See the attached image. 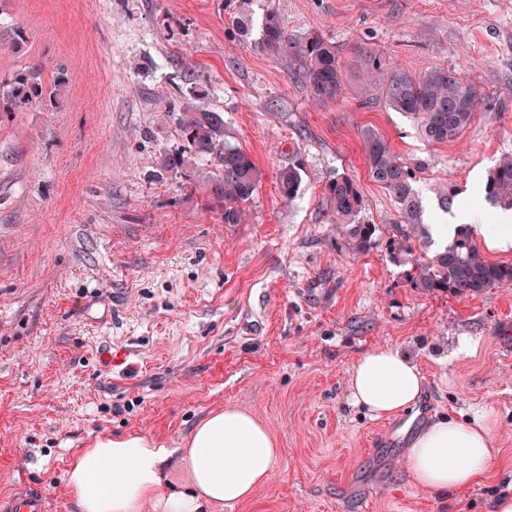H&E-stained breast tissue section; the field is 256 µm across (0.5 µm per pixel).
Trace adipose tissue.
I'll return each instance as SVG.
<instances>
[{"mask_svg":"<svg viewBox=\"0 0 512 512\" xmlns=\"http://www.w3.org/2000/svg\"><path fill=\"white\" fill-rule=\"evenodd\" d=\"M423 386L416 364L388 346L359 358L347 379L353 404L377 418L412 413ZM495 456L488 419L477 412L431 424L405 466L421 488L446 493L477 482ZM279 457L263 423L228 408L202 418L181 448L141 432L97 438L69 465L66 486L76 512H212L252 498Z\"/></svg>","mask_w":512,"mask_h":512,"instance_id":"1","label":"adipose tissue"}]
</instances>
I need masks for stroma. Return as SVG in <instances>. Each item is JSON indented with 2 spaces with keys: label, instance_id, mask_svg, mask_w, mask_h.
I'll return each mask as SVG.
<instances>
[{
  "label": "stroma",
  "instance_id": "obj_1",
  "mask_svg": "<svg viewBox=\"0 0 512 512\" xmlns=\"http://www.w3.org/2000/svg\"><path fill=\"white\" fill-rule=\"evenodd\" d=\"M289 37L320 32L348 68L318 104L288 57L256 48L266 10ZM367 47L419 73L461 72L482 100L454 143L356 93ZM63 98L0 103V503L32 492L75 512L71 458L103 435L180 447L224 408L266 425L281 450L269 482L223 512H491L512 489V287L459 297L414 288L395 249L400 214L368 173L361 132L388 139L437 223L440 184L475 204L512 154V0H0V82L33 65ZM223 113L224 137L262 178L242 224L211 198L207 160L167 171L189 145L176 118ZM302 161L297 197L276 175ZM355 180L375 242L351 249L325 187ZM389 346L425 382L415 418L374 419L347 392L350 368ZM124 351L108 366L104 350ZM483 410L498 456L461 492L405 469L416 435Z\"/></svg>",
  "mask_w": 512,
  "mask_h": 512
}]
</instances>
